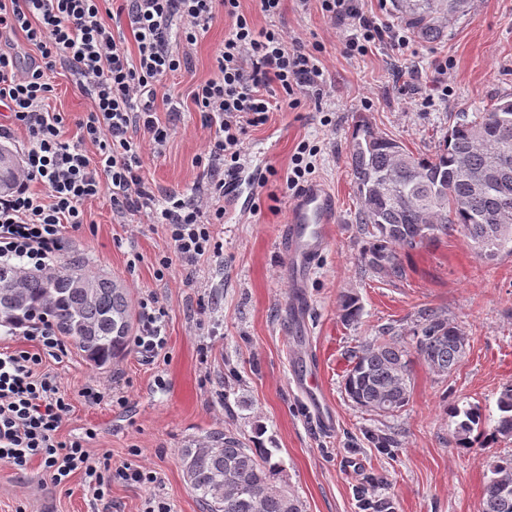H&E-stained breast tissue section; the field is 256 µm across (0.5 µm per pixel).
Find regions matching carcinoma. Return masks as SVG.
I'll use <instances>...</instances> for the list:
<instances>
[{"label": "carcinoma", "instance_id": "1", "mask_svg": "<svg viewBox=\"0 0 512 512\" xmlns=\"http://www.w3.org/2000/svg\"><path fill=\"white\" fill-rule=\"evenodd\" d=\"M471 0H391L390 15L425 43L445 37L447 23L468 11ZM500 112L512 114V99L503 98L481 112H459L450 117L444 144L432 155L415 154L383 133L370 135L372 127H356L348 150V162L356 187L357 229L369 238L358 263L361 268L383 273L394 280L406 278L402 254L425 247L440 236L462 233L476 238L479 219L492 217L498 199L491 193L474 195L458 174L460 160L474 172L496 164L504 152L512 154V129L498 135L485 124ZM20 162L8 147L0 146V185L11 188ZM390 176L386 192L371 191L377 177ZM25 282L20 296L0 291V324L25 326L48 319L58 333L72 341L95 366H104L126 351L134 329L130 292L107 276H91L85 262L76 259L52 273L23 274L13 266H0V280ZM94 285L92 297L77 281ZM341 316L347 323L358 320V299L343 296ZM466 340L448 318L435 310L421 315L412 343L397 337L363 342L354 352L344 376V392L357 406L379 415L394 416L408 404L411 390L409 356L416 353L440 375H448L462 361ZM498 414L491 436L512 437V382L497 399ZM455 436L464 448L470 436L485 424L477 408L455 410ZM190 489L202 512H304L298 496L280 479L281 461L270 448H249L238 435L213 431L201 442L180 449ZM485 485L481 512H512V455L492 464Z\"/></svg>", "mask_w": 512, "mask_h": 512}]
</instances>
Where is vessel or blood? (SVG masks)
<instances>
[{"instance_id":"obj_1","label":"vessel or blood","mask_w":512,"mask_h":512,"mask_svg":"<svg viewBox=\"0 0 512 512\" xmlns=\"http://www.w3.org/2000/svg\"><path fill=\"white\" fill-rule=\"evenodd\" d=\"M335 220V201L322 185H308L292 200L279 246L296 273L307 272L321 256L327 245L329 228ZM297 384L318 405L320 425L330 427L333 413L323 399L315 362L306 363L297 377Z\"/></svg>"}]
</instances>
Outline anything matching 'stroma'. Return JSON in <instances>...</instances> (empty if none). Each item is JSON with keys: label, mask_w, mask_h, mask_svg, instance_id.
Instances as JSON below:
<instances>
[{"label": "stroma", "mask_w": 512, "mask_h": 512, "mask_svg": "<svg viewBox=\"0 0 512 512\" xmlns=\"http://www.w3.org/2000/svg\"><path fill=\"white\" fill-rule=\"evenodd\" d=\"M277 22L321 45L331 84L319 101L271 112L265 125L250 130L247 153L259 159L267 181L245 182L224 223L215 225L222 252L193 271L173 264L169 276L157 280L156 259L169 247L164 227L144 213L113 214L106 196L87 201L86 225L67 233L57 265L83 257L92 273L122 283L133 299L154 293L168 310L167 345L150 365L129 350L96 367L72 344L62 359H47L71 399L59 438L94 430L92 452L109 454L116 465L133 459L130 449H140L139 464L154 469L160 481L150 490L113 483L117 512H143L153 494L172 512H201L186 485L180 450L214 430L274 449L281 478L305 512H361L365 497L389 502L392 512H480L490 465L512 455V438L477 435L471 448H462L453 412L474 407L495 417L501 387L512 382V256L481 259L457 233L409 252L406 280L361 273L364 238L355 224L347 152L362 120L415 153L434 154L450 114L479 112L512 96V0H471L443 41L413 40L411 55L386 40L366 55L345 54L343 29L323 15L318 0L305 10L284 0ZM228 29L224 18L213 20L187 65L162 81L159 120L167 121L169 100L178 101L180 112L166 148L146 162L144 175L154 186L187 191L201 177L196 157L208 131L189 93L211 76ZM442 63L448 94L420 107L414 96L430 93ZM48 78L54 87L49 105L65 118L64 139L95 155L96 146L79 129L94 109L92 100L65 69ZM303 141L321 148L312 179L328 188L337 211L327 247L298 291L278 244L293 197L285 176ZM346 294L359 300L358 323L340 317ZM427 309L464 333L459 367L444 376L413 358L410 399L401 412L379 416L355 406L342 388L350 351L387 331L410 338ZM310 357L334 413L328 431L294 381ZM90 384L120 389L126 404L85 405L80 392ZM21 505L27 512H95L80 476L58 489L38 465L19 471L0 464V512Z\"/></svg>", "instance_id": "35a3bbf8"}]
</instances>
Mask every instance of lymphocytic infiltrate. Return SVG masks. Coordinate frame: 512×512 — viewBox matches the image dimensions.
Instances as JSON below:
<instances>
[{
    "label": "lymphocytic infiltrate",
    "instance_id": "lymphocytic-infiltrate-1",
    "mask_svg": "<svg viewBox=\"0 0 512 512\" xmlns=\"http://www.w3.org/2000/svg\"><path fill=\"white\" fill-rule=\"evenodd\" d=\"M321 9L345 31L344 49L362 55L371 43L390 39L408 50L406 35L384 32L359 0H320ZM124 18L126 30L107 23ZM230 23L214 55L213 74L191 92L208 131L196 162L206 179L191 191L159 192L145 179L147 158L161 153L172 128L157 117V89L177 72L191 47L217 17ZM23 34L35 56L21 61L10 43ZM136 57H129L126 35ZM0 142L16 128L28 138L14 189L0 195V262L17 261L23 272L49 273L67 230L86 224L84 202L106 195L113 213L148 211L164 226L171 251L160 255L156 274L165 277L174 262L192 266L222 251L212 227L224 220V180L246 155L250 128L265 124L269 112L296 105L298 96L320 97L327 71L313 51L276 25L259 28L241 9V0H0ZM65 66L94 103L79 127L97 147L87 156L61 137L62 113L51 111L53 87L47 73ZM167 311L151 295L139 302L135 353L154 363L164 350ZM30 350H0V462L27 469L39 462L54 487L81 475L98 509L112 512V484L149 488L158 474L136 463L113 465L89 448L92 433L59 440L70 410L57 375L43 366L60 358L64 341L44 320L26 327Z\"/></svg>",
    "mask_w": 512,
    "mask_h": 512
}]
</instances>
